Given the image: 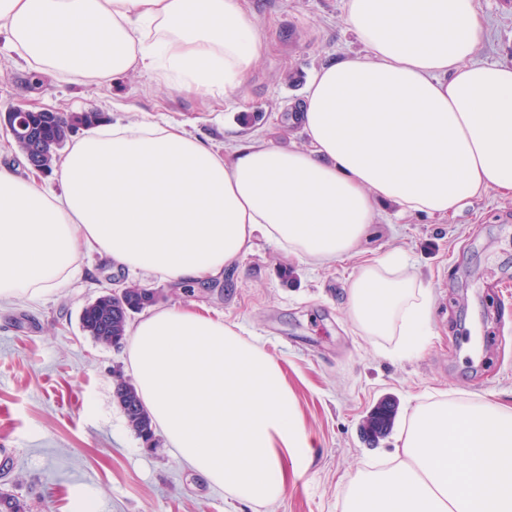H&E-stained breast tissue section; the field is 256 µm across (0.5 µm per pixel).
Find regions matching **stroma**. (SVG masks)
<instances>
[{"instance_id": "stroma-1", "label": "stroma", "mask_w": 512, "mask_h": 512, "mask_svg": "<svg viewBox=\"0 0 512 512\" xmlns=\"http://www.w3.org/2000/svg\"><path fill=\"white\" fill-rule=\"evenodd\" d=\"M486 35L479 60L512 66V0H480ZM268 47L241 92L204 103L155 74L133 73L86 88L54 77L36 84L0 51V113L26 102L62 112L99 111L110 122L143 116L179 123L220 146L275 134L300 148L307 84L323 65L361 54L346 29L343 0H247ZM402 251L432 290L431 334L410 358L394 340L359 332L347 310L349 279L365 260ZM79 274L40 301L0 304V488L29 512H238L223 489L182 462L167 442L145 447L113 398V380H133L126 347L85 335L84 306L103 290L139 284L157 307L191 306L224 316L261 341L294 391L318 453L284 496L256 512H341L349 476L394 451L420 397L441 392L512 408V199L490 190L452 220L383 210L350 257L316 266L257 242L220 279L173 284L132 275L99 255H80ZM290 269L282 278V269ZM396 416L366 438L365 417L384 399Z\"/></svg>"}]
</instances>
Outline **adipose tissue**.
<instances>
[{
	"label": "adipose tissue",
	"instance_id": "adipose-tissue-1",
	"mask_svg": "<svg viewBox=\"0 0 512 512\" xmlns=\"http://www.w3.org/2000/svg\"><path fill=\"white\" fill-rule=\"evenodd\" d=\"M364 48L322 67L298 114L307 148L208 146L151 119L69 146L57 187L0 163V303L58 293L80 252L174 282L223 276L256 239L314 265L348 255L386 205L446 217L512 195V67L474 60L477 0H343ZM31 72L100 86L146 70L207 98L235 95L267 40L242 0H0V34ZM431 294L393 251L353 274L347 307L397 355L429 334ZM139 397L180 459L248 506L310 466L278 362L237 325L163 308L134 327ZM342 512H512V410L428 395L387 460L358 468Z\"/></svg>",
	"mask_w": 512,
	"mask_h": 512
}]
</instances>
